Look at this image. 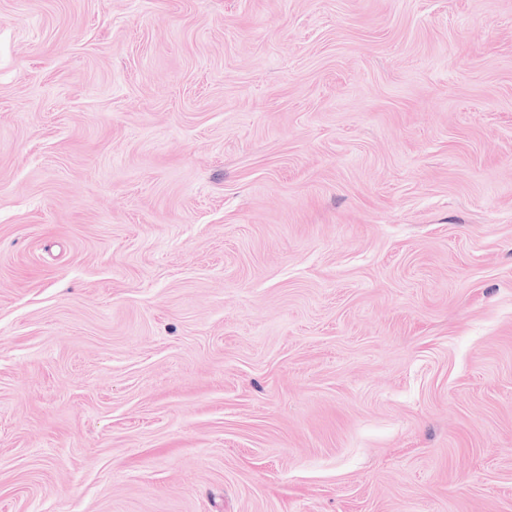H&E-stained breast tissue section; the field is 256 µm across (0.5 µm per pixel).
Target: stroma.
<instances>
[{
	"instance_id": "35a3bbf8",
	"label": "stroma",
	"mask_w": 512,
	"mask_h": 512,
	"mask_svg": "<svg viewBox=\"0 0 512 512\" xmlns=\"http://www.w3.org/2000/svg\"><path fill=\"white\" fill-rule=\"evenodd\" d=\"M0 512H512V0H0Z\"/></svg>"
}]
</instances>
